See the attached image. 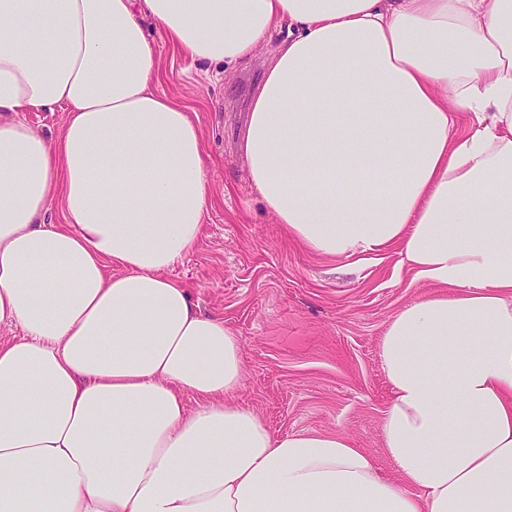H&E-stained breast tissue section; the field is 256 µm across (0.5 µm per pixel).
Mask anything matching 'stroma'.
<instances>
[{"instance_id": "35a3bbf8", "label": "stroma", "mask_w": 512, "mask_h": 512, "mask_svg": "<svg viewBox=\"0 0 512 512\" xmlns=\"http://www.w3.org/2000/svg\"><path fill=\"white\" fill-rule=\"evenodd\" d=\"M147 29L161 66L158 91L191 108L214 160L205 233L171 274L191 289L203 313L223 316L239 339L245 371L237 402L277 434L346 436L391 473L380 435L389 398L380 340L393 314L424 289L396 258L354 265L290 242L238 153L251 100L287 29L273 28L231 70L193 62L155 24Z\"/></svg>"}]
</instances>
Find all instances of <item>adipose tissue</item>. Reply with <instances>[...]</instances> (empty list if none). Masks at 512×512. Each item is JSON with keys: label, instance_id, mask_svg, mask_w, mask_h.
Listing matches in <instances>:
<instances>
[{"label": "adipose tissue", "instance_id": "ef3b65f1", "mask_svg": "<svg viewBox=\"0 0 512 512\" xmlns=\"http://www.w3.org/2000/svg\"><path fill=\"white\" fill-rule=\"evenodd\" d=\"M150 21L227 68L287 25L252 186L309 252L429 286L381 341L393 477L236 402L238 339L170 274L210 159ZM0 327V512H512V0H0ZM24 117L35 128L52 135H58L64 125L65 114L64 112H28Z\"/></svg>", "mask_w": 512, "mask_h": 512}]
</instances>
